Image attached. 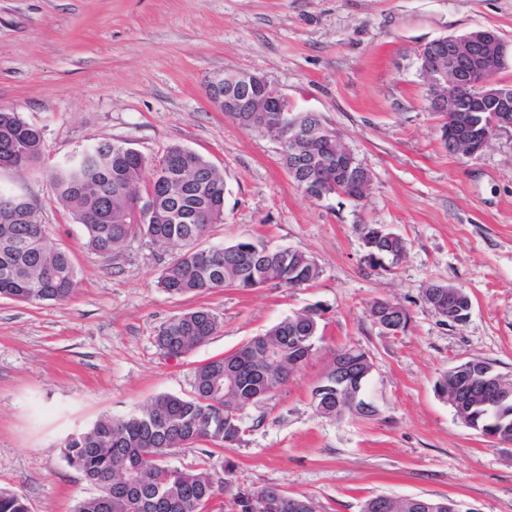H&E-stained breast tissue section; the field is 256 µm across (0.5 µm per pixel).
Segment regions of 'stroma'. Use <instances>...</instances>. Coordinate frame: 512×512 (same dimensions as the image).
Masks as SVG:
<instances>
[{
  "instance_id": "obj_1",
  "label": "stroma",
  "mask_w": 512,
  "mask_h": 512,
  "mask_svg": "<svg viewBox=\"0 0 512 512\" xmlns=\"http://www.w3.org/2000/svg\"><path fill=\"white\" fill-rule=\"evenodd\" d=\"M490 29L512 45V0H0V108L43 133L46 150L0 187L25 196L78 269L73 297L30 305L0 298V488L30 512H74L96 489L63 457L72 434L155 397L188 394L195 367L234 352L293 313L324 311V331L287 383L245 407L240 441L194 444L168 465L210 451L224 489L278 487L317 512H360L376 496L448 497L461 512H512V444L466 427L435 384L477 358L512 375V126L462 159L440 140L442 116L421 73L425 43ZM225 71L263 76L300 111L316 112L371 174L363 205L306 196L278 144L243 129L209 100ZM110 139L156 159L174 144L224 174V220L207 242L261 238L305 251L315 283L172 296L157 285L173 246L137 237L102 257L51 200L50 171ZM361 224H382L407 250L390 271L363 259ZM433 283L466 292L470 316L443 321L424 302ZM402 305L404 332L369 316ZM205 307L207 344L178 360L159 328ZM342 346L370 353L377 416L318 417L311 391Z\"/></svg>"
}]
</instances>
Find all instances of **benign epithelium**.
I'll use <instances>...</instances> for the list:
<instances>
[{"label":"benign epithelium","mask_w":512,"mask_h":512,"mask_svg":"<svg viewBox=\"0 0 512 512\" xmlns=\"http://www.w3.org/2000/svg\"><path fill=\"white\" fill-rule=\"evenodd\" d=\"M448 48L446 53L424 51L421 53V71L426 79L432 107L443 115L448 127H458L456 113L461 111L458 104L459 88L472 89L468 111L482 115L485 131L471 135L448 138L452 149L460 148L473 157L483 151L498 128L509 125L512 120V83L500 80L496 71L506 60L508 44L492 30H474L461 36H444L434 40ZM470 62L467 83H462L459 62ZM270 83L262 76L247 72H222L212 75L207 83L210 100L220 106L227 117H234L242 128L260 135H269L265 108L258 103L254 91L268 88ZM279 127L282 133L275 137L281 154L288 156V172L309 182L316 176L314 151L311 144L320 134L332 145V155L339 169L350 172L356 164L354 156L341 144L332 132H324L306 120V115L296 114L285 105L279 108ZM403 314L386 306L384 318L377 321L387 333L401 332ZM480 391L496 400L512 397V381L495 374L492 379L480 382Z\"/></svg>","instance_id":"7a95c632"}]
</instances>
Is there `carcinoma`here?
Wrapping results in <instances>:
<instances>
[{"label":"carcinoma","mask_w":512,"mask_h":512,"mask_svg":"<svg viewBox=\"0 0 512 512\" xmlns=\"http://www.w3.org/2000/svg\"><path fill=\"white\" fill-rule=\"evenodd\" d=\"M44 153L42 133L15 112L0 110V169L23 172ZM147 158L122 142L99 141L81 161H65L50 173L53 200L69 210L84 229L86 245L108 257L131 237L159 246L174 245L179 253L163 269L159 287L173 296L213 288H248L274 283L294 288L314 282L316 262L298 250L280 254L259 239L200 247L211 225L224 217V177L206 157L175 144L168 147L153 177L142 182ZM0 297L27 304L69 300L78 284V271L68 251L39 223L37 209L27 198L0 188ZM405 240L381 238L376 253L395 267L404 256ZM454 287L434 283L423 299L445 321L467 315L470 297L451 294ZM323 321L320 310L295 313L255 336L235 352L200 363L187 396L163 395L140 412L104 417L70 437L64 445L67 462L98 488L78 502L75 512H211L216 482L206 457L189 470L173 468L164 458L176 448L198 442L234 443L246 428L240 411L258 402L257 393L270 394L316 350ZM219 326L217 316L200 307L163 324L156 334L158 348L179 359L204 345ZM278 346L280 359L266 360L265 346ZM345 365L357 376L372 365L368 352L349 348ZM327 371L311 392L318 415H355L344 399H336V383ZM457 388L465 424L476 432L491 431L495 418L486 413L477 389L458 383L453 371L437 382L441 395ZM288 494L264 488L242 494L239 512H316L313 503L298 497L288 510ZM0 512H29L24 498L0 490Z\"/></svg>","instance_id":"obj_1"}]
</instances>
